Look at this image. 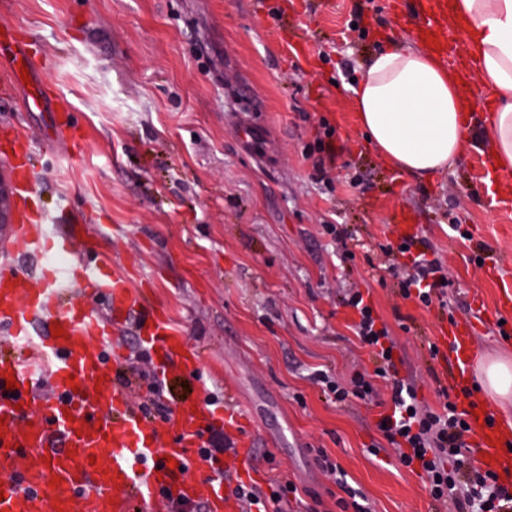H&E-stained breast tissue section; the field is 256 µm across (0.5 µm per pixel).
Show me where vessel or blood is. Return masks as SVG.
I'll use <instances>...</instances> for the list:
<instances>
[{"label": "vessel or blood", "instance_id": "1", "mask_svg": "<svg viewBox=\"0 0 512 512\" xmlns=\"http://www.w3.org/2000/svg\"><path fill=\"white\" fill-rule=\"evenodd\" d=\"M447 14L448 0H425L420 33L440 54L448 45L431 35ZM16 175L19 221L0 229V235L23 252H52L61 261L40 279L26 273L0 278V323L22 348L36 347L52 362V393L43 398L38 372L16 360H0V512H130L134 500L165 495L203 500L211 512H222L223 485L207 476L187 484L177 476L191 462L207 469V459L191 457V449L200 447L213 420L236 419V412L189 400L175 416L157 420L131 404L108 367L121 357L112 347L111 321L83 301L59 303V291L71 283L72 235L60 238L33 223L26 174L20 169ZM81 284L88 294L105 296L117 315L141 313L140 335L176 357L178 367L190 369L193 356L181 334L158 307H145L126 272L106 275L100 265L88 266ZM39 318L51 329L62 328V335L33 336ZM441 341L451 354L449 380L463 387L475 358L469 332L454 328ZM10 379L16 388H7ZM469 422L479 436L482 467L512 471V453L489 412L470 416Z\"/></svg>", "mask_w": 512, "mask_h": 512}]
</instances>
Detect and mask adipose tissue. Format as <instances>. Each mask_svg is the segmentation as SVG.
Here are the masks:
<instances>
[{"mask_svg": "<svg viewBox=\"0 0 512 512\" xmlns=\"http://www.w3.org/2000/svg\"><path fill=\"white\" fill-rule=\"evenodd\" d=\"M449 28H462L459 66L494 97L484 123L491 166L512 171V0H449ZM353 109L381 160L400 172L435 176L475 142L476 110L454 67L421 47L391 44L371 55L353 90ZM476 377L485 401H512V363L482 362Z\"/></svg>", "mask_w": 512, "mask_h": 512, "instance_id": "1", "label": "adipose tissue"}]
</instances>
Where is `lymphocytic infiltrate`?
<instances>
[{"instance_id":"lymphocytic-infiltrate-1","label":"lymphocytic infiltrate","mask_w":512,"mask_h":512,"mask_svg":"<svg viewBox=\"0 0 512 512\" xmlns=\"http://www.w3.org/2000/svg\"><path fill=\"white\" fill-rule=\"evenodd\" d=\"M400 250L411 255L410 265L398 281L400 296L414 297L424 306H431L434 298L445 294L444 268L428 259L425 249L417 248L415 239H407ZM350 305L357 315L354 332L378 365L374 373L354 374L345 383L324 374L318 375V382L340 403L352 395H376L374 378L388 381L390 405L378 416L383 423L380 433L395 459L424 477L431 498L451 505L453 512H512V490L499 484L495 473L480 470L474 464L473 430L466 424L465 410L448 399L437 410L426 406L418 397L414 375L400 372L403 359L396 353L387 327L375 315L371 301L358 291ZM290 486V481L283 479L265 490L236 484L237 512H252L256 505L281 512L279 505Z\"/></svg>"}]
</instances>
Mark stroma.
<instances>
[{
    "label": "stroma",
    "mask_w": 512,
    "mask_h": 512,
    "mask_svg": "<svg viewBox=\"0 0 512 512\" xmlns=\"http://www.w3.org/2000/svg\"><path fill=\"white\" fill-rule=\"evenodd\" d=\"M417 0H0L37 60L21 78L0 53V165L7 139L25 164L48 229L84 225L73 277L109 257L163 304L198 359L167 378L170 409L190 396L233 404L249 439L243 481L278 479L298 492L282 512H343L325 452L371 512H448L419 474L385 458L375 421L386 400L337 404L312 380L349 378L374 358L352 330L349 290L368 293L439 406L447 380L429 347L470 325L478 357L512 360V199L494 203L487 158L469 151L431 179L393 170L365 140L355 80L386 37L418 42ZM333 129L332 183L317 177L318 144ZM426 241L449 286L443 304L398 298L386 252Z\"/></svg>",
    "instance_id": "stroma-1"
}]
</instances>
